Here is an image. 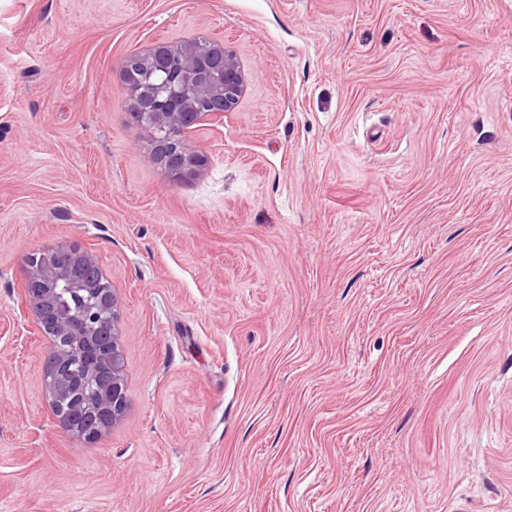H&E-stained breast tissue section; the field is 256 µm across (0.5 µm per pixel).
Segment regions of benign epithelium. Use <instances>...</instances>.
Segmentation results:
<instances>
[{
    "label": "benign epithelium",
    "mask_w": 512,
    "mask_h": 512,
    "mask_svg": "<svg viewBox=\"0 0 512 512\" xmlns=\"http://www.w3.org/2000/svg\"><path fill=\"white\" fill-rule=\"evenodd\" d=\"M208 45L215 63L195 81L174 79L159 70L164 60L177 54L182 72H194L199 62L194 40L157 43L140 53L142 69L137 70L128 62L122 69L128 101L145 97L151 102L150 111L131 112L139 136L156 148L173 144L165 157L164 168L176 182L195 176L206 162L203 154L189 145L186 134L205 120L223 122L224 113L236 107L247 87L245 70L237 55L222 42L210 41ZM60 251L75 254L76 261L68 266L53 264L50 255ZM88 267L96 269L105 282V287L97 291L93 309L85 314L79 311L61 314L55 303L56 287L60 285L72 292L84 287ZM24 281L26 306L40 332L50 337L48 358L59 364L63 361L58 336L80 340L112 337V424L120 423L127 406L118 320L121 301L94 256L76 244L46 248L26 258Z\"/></svg>",
    "instance_id": "7a95c632"
}]
</instances>
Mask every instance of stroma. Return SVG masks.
Listing matches in <instances>:
<instances>
[{"mask_svg": "<svg viewBox=\"0 0 512 512\" xmlns=\"http://www.w3.org/2000/svg\"><path fill=\"white\" fill-rule=\"evenodd\" d=\"M247 90L174 182L122 63ZM121 298L127 410L48 405L23 261ZM0 512H512V0H0Z\"/></svg>", "mask_w": 512, "mask_h": 512, "instance_id": "stroma-1", "label": "stroma"}]
</instances>
